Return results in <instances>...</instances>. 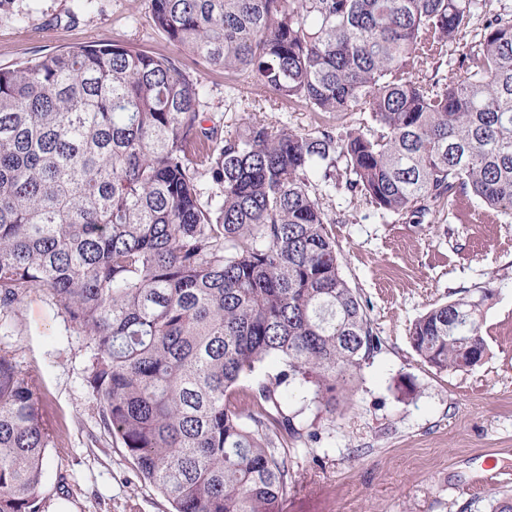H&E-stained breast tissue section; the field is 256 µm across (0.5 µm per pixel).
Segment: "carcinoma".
<instances>
[{
	"mask_svg": "<svg viewBox=\"0 0 512 512\" xmlns=\"http://www.w3.org/2000/svg\"><path fill=\"white\" fill-rule=\"evenodd\" d=\"M149 2L201 64L369 121L226 137L176 61L115 43L0 68V312L52 296L86 336L109 433L174 512H269L292 481L288 437H317L289 386L333 414L380 346L342 275L332 193L419 224L461 196L512 218V14L486 19L454 69L448 42L489 0ZM488 298L419 317L417 355L480 363ZM61 444L1 352L0 512H41Z\"/></svg>",
	"mask_w": 512,
	"mask_h": 512,
	"instance_id": "carcinoma-1",
	"label": "carcinoma"
}]
</instances>
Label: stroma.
<instances>
[{"instance_id":"35a3bbf8","label":"stroma","mask_w":512,"mask_h":512,"mask_svg":"<svg viewBox=\"0 0 512 512\" xmlns=\"http://www.w3.org/2000/svg\"><path fill=\"white\" fill-rule=\"evenodd\" d=\"M0 14V68L72 46L116 43L176 60L201 80L203 110L235 135L250 121L309 130L360 122L315 114L251 79L197 63L155 27L148 0H14ZM336 239L345 280L361 298L380 350L366 358L335 414L288 409L319 441L289 439L293 482L271 512H493L512 495V219L481 218L473 200L416 224L337 192ZM492 292L484 313L488 354L464 372H439L413 350L409 329L461 291ZM0 350L34 379L39 409L64 444L48 451L43 512H170L105 429L89 384L90 351L53 298L31 290L0 315ZM500 473L482 483L486 463Z\"/></svg>"}]
</instances>
